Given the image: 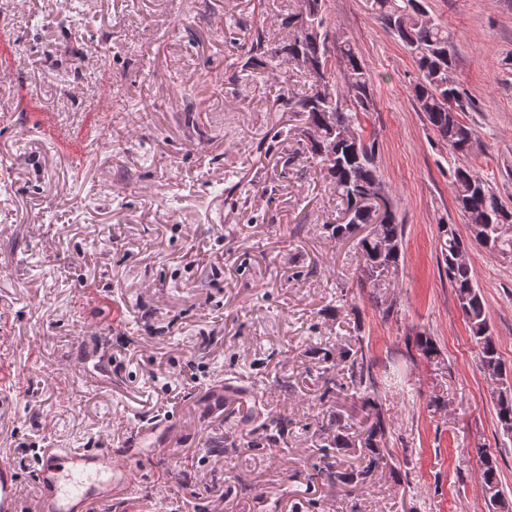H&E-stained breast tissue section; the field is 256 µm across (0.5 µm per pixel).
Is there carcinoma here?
<instances>
[{"mask_svg": "<svg viewBox=\"0 0 512 512\" xmlns=\"http://www.w3.org/2000/svg\"><path fill=\"white\" fill-rule=\"evenodd\" d=\"M325 2L301 0L298 12L281 19V26L287 30L282 44L269 52L265 50V37L259 33L251 40L250 52L255 58H264L267 66L276 67L286 61L306 70L311 81L309 91L282 97L283 110L303 117L307 150L340 201L341 217L326 225L329 236L345 242L352 238L356 225L379 219L377 236L357 242L361 252L357 283L362 288L376 286L398 268L404 224L377 169L375 145L365 142L356 128L357 112L367 110L369 104V75L350 44L336 43L325 16ZM369 4L381 25L415 59L418 77L412 84V97L430 129L448 145L450 153L470 155L475 143L473 132L461 121V112L469 102L463 100V93L451 76L448 28L427 15L424 0H369ZM337 53L346 65L344 79L356 93L354 108H345L340 101L332 67ZM453 177L454 202L465 218L469 240L462 239L455 225L441 224L437 247L444 274L479 347L480 366L490 380L496 381L506 378L507 371L490 332L484 296L465 254L467 242L471 241L493 254L512 258V231L505 224L512 220V209L470 167H456ZM369 192L380 198L384 209L374 210L361 203ZM362 343L360 338L355 348L339 353L347 383L339 385L334 381L321 395L324 400L338 388H352L362 402L361 412L366 420L361 429L353 431L342 423L340 415L334 413L329 419L324 444L319 448L320 462L313 465V470L316 477L330 485H363L376 470L386 466L395 473V468L388 466L392 459L391 427L377 396L373 364L366 358ZM494 410L499 432L512 440V389L495 393ZM253 418L259 429L269 433L273 445L285 442L288 422L267 414L263 401H258ZM347 448L359 450L365 460L363 467L342 468L340 454ZM478 454L484 497L493 512H512V499L502 486L497 457L485 448L478 449Z\"/></svg>", "mask_w": 512, "mask_h": 512, "instance_id": "1", "label": "carcinoma"}]
</instances>
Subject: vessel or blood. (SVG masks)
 I'll return each mask as SVG.
<instances>
[{"instance_id": "obj_1", "label": "vessel or blood", "mask_w": 512, "mask_h": 512, "mask_svg": "<svg viewBox=\"0 0 512 512\" xmlns=\"http://www.w3.org/2000/svg\"><path fill=\"white\" fill-rule=\"evenodd\" d=\"M165 424L142 427L138 447L127 449L130 457L159 451ZM40 497L36 512H85L88 502L111 498L132 489L136 477L116 466L111 449L94 452L58 448L38 456ZM0 512H19L16 477L9 465L0 464Z\"/></svg>"}]
</instances>
